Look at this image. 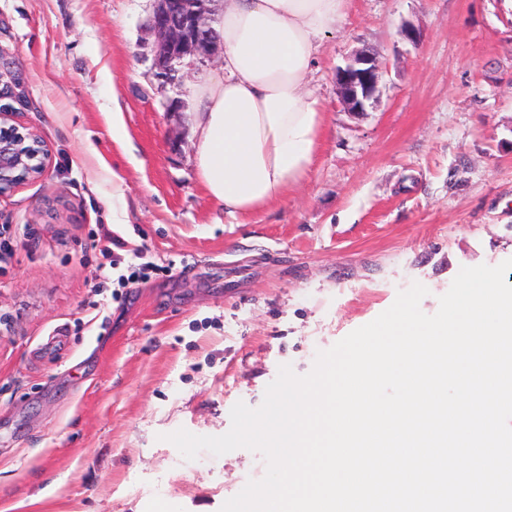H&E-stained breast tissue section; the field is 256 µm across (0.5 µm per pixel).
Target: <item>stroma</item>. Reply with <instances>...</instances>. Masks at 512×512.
I'll list each match as a JSON object with an SVG mask.
<instances>
[{
  "mask_svg": "<svg viewBox=\"0 0 512 512\" xmlns=\"http://www.w3.org/2000/svg\"><path fill=\"white\" fill-rule=\"evenodd\" d=\"M154 7L0 0L11 104L50 153L0 196V225L33 231L0 276V512H220L263 456L188 461L167 434L226 433L280 365L308 374L412 283L431 315L460 268L512 259V0H350L310 75L311 171L236 217L208 198L191 113L224 46L161 77ZM362 50L381 78L357 114L334 76ZM108 223L159 267L118 300L93 289Z\"/></svg>",
  "mask_w": 512,
  "mask_h": 512,
  "instance_id": "stroma-1",
  "label": "stroma"
}]
</instances>
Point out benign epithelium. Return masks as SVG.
Returning a JSON list of instances; mask_svg holds the SVG:
<instances>
[{"label":"benign epithelium","instance_id":"obj_1","mask_svg":"<svg viewBox=\"0 0 512 512\" xmlns=\"http://www.w3.org/2000/svg\"><path fill=\"white\" fill-rule=\"evenodd\" d=\"M152 25L157 34L155 65L164 75L183 65L188 56H208L215 43L209 25L210 0H155ZM380 66L364 51L336 70L342 103L364 113L378 101ZM49 153L39 132L16 120L9 104L0 105V195L46 175Z\"/></svg>","mask_w":512,"mask_h":512}]
</instances>
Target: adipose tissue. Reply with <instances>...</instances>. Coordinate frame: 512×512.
Instances as JSON below:
<instances>
[{"instance_id": "1", "label": "adipose tissue", "mask_w": 512, "mask_h": 512, "mask_svg": "<svg viewBox=\"0 0 512 512\" xmlns=\"http://www.w3.org/2000/svg\"><path fill=\"white\" fill-rule=\"evenodd\" d=\"M349 0H224L214 28L224 74L198 85L196 162L211 202L248 215L310 172L324 115L308 76Z\"/></svg>"}]
</instances>
